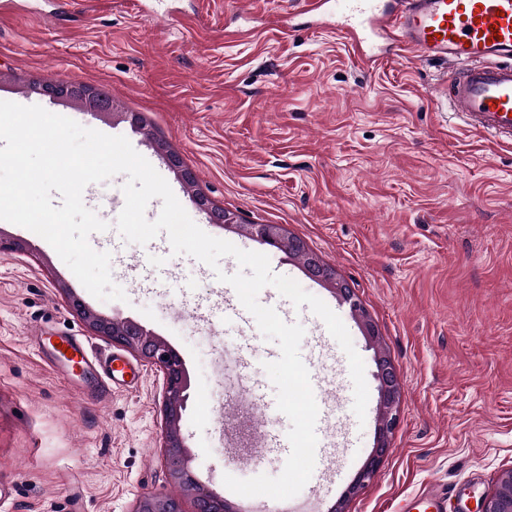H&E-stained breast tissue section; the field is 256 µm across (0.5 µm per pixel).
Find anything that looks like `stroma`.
Returning a JSON list of instances; mask_svg holds the SVG:
<instances>
[{
	"label": "stroma",
	"mask_w": 512,
	"mask_h": 512,
	"mask_svg": "<svg viewBox=\"0 0 512 512\" xmlns=\"http://www.w3.org/2000/svg\"><path fill=\"white\" fill-rule=\"evenodd\" d=\"M296 0H166L157 16L140 0H70L0 16V101L38 105L107 135L125 136L165 178L206 233L264 253L343 321L365 366L364 419L353 406L345 352L309 307L271 286L260 304L300 324L303 362L320 416L321 464L292 512H400L433 489L446 512H477L512 468V147L467 131L445 94V69L392 57L366 68ZM256 30L253 39L238 37ZM81 82L112 96L144 128L89 115L32 93L34 79ZM175 151L215 206L246 224H280L352 288L379 331L361 332L349 304L309 278L297 259L210 223L166 163ZM126 175L88 185L83 203L108 228L90 246L109 253L126 301L92 296L42 237L0 220L23 250L0 252V512H133L144 494H181L163 461L165 379L139 361L131 388L93 395L82 372H55L38 331L113 352L71 308L80 299L130 318L174 348L191 387L183 432L193 471L238 512H281L246 502L223 483L279 475L286 457L243 462L224 440L226 401L258 386L280 349L246 310L225 306L218 268L173 254L167 233L127 242L116 227ZM384 350L400 383L399 421L370 484L345 491L371 452L379 407L374 357Z\"/></svg>",
	"instance_id": "obj_1"
}]
</instances>
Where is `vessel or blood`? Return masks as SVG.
<instances>
[{"instance_id": "obj_1", "label": "vessel or blood", "mask_w": 512, "mask_h": 512, "mask_svg": "<svg viewBox=\"0 0 512 512\" xmlns=\"http://www.w3.org/2000/svg\"><path fill=\"white\" fill-rule=\"evenodd\" d=\"M306 12L332 7L333 32L366 66L377 58L370 39L395 52L447 65L450 104L473 132L501 145L512 144V0H300ZM78 358L115 385L139 376L124 356H84L72 335L55 337L46 354L49 367Z\"/></svg>"}]
</instances>
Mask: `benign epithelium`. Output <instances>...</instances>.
<instances>
[{
    "label": "benign epithelium",
    "mask_w": 512,
    "mask_h": 512,
    "mask_svg": "<svg viewBox=\"0 0 512 512\" xmlns=\"http://www.w3.org/2000/svg\"><path fill=\"white\" fill-rule=\"evenodd\" d=\"M197 208L205 212L211 223L234 228L256 238L262 243L282 249L280 224H240L236 215L212 205L207 197H194ZM313 278L333 287L336 293L349 302L362 331L372 342L378 339V330L368 318L361 304L352 299V291L337 278L334 269L323 263L316 254L308 255L304 264ZM75 314L95 333L112 340L144 360L159 366L165 375L166 400L163 408L165 432L163 436L164 464L169 478L188 488L193 495V512H236L234 505L209 493L196 479L192 470V454L181 432V421L186 408L190 377L179 353L164 340L131 319H110L87 308L81 301L72 302ZM376 378L379 382L380 403L378 434L375 448L350 485L345 497L363 490L387 454L389 436L398 424L397 408L400 398L399 376L393 360L379 352L375 355ZM133 512H186L182 499L165 493H148L141 496ZM478 512H512V470L501 474L495 490L485 495Z\"/></svg>",
    "instance_id": "benign-epithelium-1"
}]
</instances>
